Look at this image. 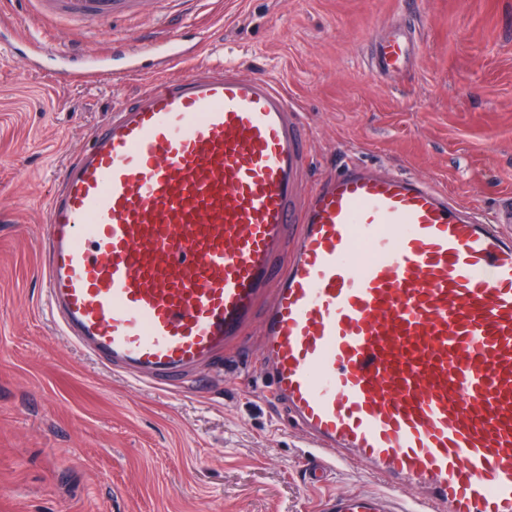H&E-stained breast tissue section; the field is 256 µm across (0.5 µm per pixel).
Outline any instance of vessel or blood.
<instances>
[{"label":"vessel or blood","instance_id":"vessel-or-blood-1","mask_svg":"<svg viewBox=\"0 0 512 512\" xmlns=\"http://www.w3.org/2000/svg\"><path fill=\"white\" fill-rule=\"evenodd\" d=\"M109 21L141 0H31ZM159 32L87 59L92 77L153 70L114 107L46 205L45 304L102 365L171 386L261 325L271 390L320 455L385 486L321 512H512V201L487 218L437 184L353 160L305 189L307 130L271 78ZM417 28L370 69L419 55ZM369 258L355 262L357 243ZM422 489L408 500L407 487Z\"/></svg>","mask_w":512,"mask_h":512}]
</instances>
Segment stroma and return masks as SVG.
Wrapping results in <instances>:
<instances>
[{"label": "stroma", "instance_id": "35a3bbf8", "mask_svg": "<svg viewBox=\"0 0 512 512\" xmlns=\"http://www.w3.org/2000/svg\"><path fill=\"white\" fill-rule=\"evenodd\" d=\"M417 18L415 65L371 75L367 44L398 15ZM202 64L275 76L309 131L311 180L345 157L446 187L493 213L512 194V0H145L100 25L34 17L0 0V38L37 31L69 69L135 46L160 22ZM142 78L68 80L0 49V512H319L322 497L377 487L340 463L310 481L308 441L266 393L258 327L247 366L203 367L141 387L61 335L44 307L45 203Z\"/></svg>", "mask_w": 512, "mask_h": 512}]
</instances>
